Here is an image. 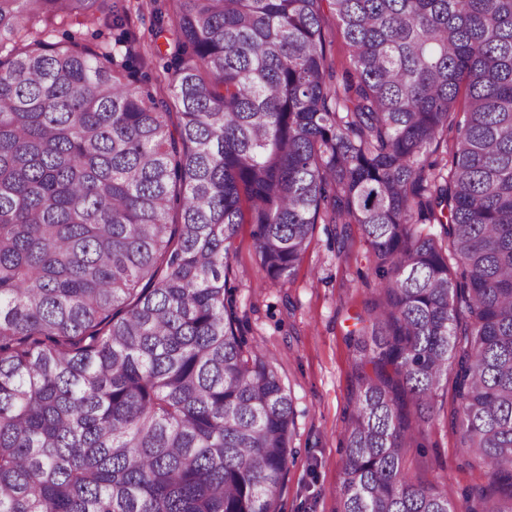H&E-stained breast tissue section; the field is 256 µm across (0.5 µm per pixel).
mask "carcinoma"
Segmentation results:
<instances>
[{
    "label": "carcinoma",
    "instance_id": "1",
    "mask_svg": "<svg viewBox=\"0 0 512 512\" xmlns=\"http://www.w3.org/2000/svg\"><path fill=\"white\" fill-rule=\"evenodd\" d=\"M106 19L0 0V512H278L243 224L271 280L318 224L370 250L338 512H512V0H164L160 100L120 40L56 39ZM449 386L463 505L403 470ZM328 35H327V51L332 59L336 62L337 68L341 70L342 66L349 64V50L345 45L343 38L339 34L336 22L328 13Z\"/></svg>",
    "mask_w": 512,
    "mask_h": 512
}]
</instances>
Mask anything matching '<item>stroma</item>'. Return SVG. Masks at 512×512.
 Masks as SVG:
<instances>
[{"label":"stroma","instance_id":"1","mask_svg":"<svg viewBox=\"0 0 512 512\" xmlns=\"http://www.w3.org/2000/svg\"><path fill=\"white\" fill-rule=\"evenodd\" d=\"M120 2L128 7L126 30L137 51L139 85L158 95L163 62L155 53V0ZM251 230L241 225L234 240L229 284L245 335L273 358L294 401V454L278 512H338L359 356L346 333L378 285L371 257L357 227H350L343 243L338 225L320 224L294 276L273 281L260 266ZM403 464L412 482L437 486L458 502L469 487L488 482L484 469L467 465L458 434L443 420L417 435Z\"/></svg>","mask_w":512,"mask_h":512}]
</instances>
